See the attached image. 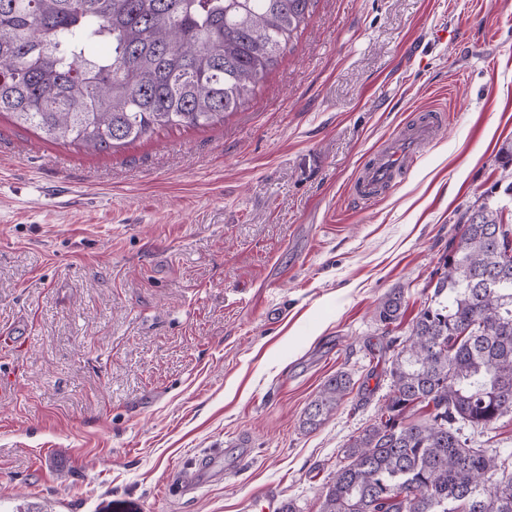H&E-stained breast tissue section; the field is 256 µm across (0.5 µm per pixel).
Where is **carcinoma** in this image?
<instances>
[{
  "instance_id": "carcinoma-1",
  "label": "carcinoma",
  "mask_w": 512,
  "mask_h": 512,
  "mask_svg": "<svg viewBox=\"0 0 512 512\" xmlns=\"http://www.w3.org/2000/svg\"><path fill=\"white\" fill-rule=\"evenodd\" d=\"M314 0H0V115L47 141L111 152L224 122L291 50ZM93 43L106 55L91 56ZM430 302L394 339L390 393L336 463L320 512H512V455L474 448L512 413V224L487 202L448 241ZM403 295L378 306L384 329ZM327 378L314 431L347 395ZM421 404L426 415L410 420Z\"/></svg>"
}]
</instances>
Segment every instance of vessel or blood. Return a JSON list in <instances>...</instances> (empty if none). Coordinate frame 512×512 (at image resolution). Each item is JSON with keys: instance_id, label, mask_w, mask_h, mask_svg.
<instances>
[{"instance_id": "vessel-or-blood-1", "label": "vessel or blood", "mask_w": 512, "mask_h": 512, "mask_svg": "<svg viewBox=\"0 0 512 512\" xmlns=\"http://www.w3.org/2000/svg\"><path fill=\"white\" fill-rule=\"evenodd\" d=\"M445 124L444 113L433 111L422 122L413 124L410 132L388 143L355 178L354 195L368 204L394 187L406 163L413 161L421 147L433 139Z\"/></svg>"}]
</instances>
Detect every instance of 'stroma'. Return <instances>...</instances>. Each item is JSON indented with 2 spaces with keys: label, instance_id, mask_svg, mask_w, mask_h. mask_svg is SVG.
<instances>
[{
  "label": "stroma",
  "instance_id": "stroma-1",
  "mask_svg": "<svg viewBox=\"0 0 512 512\" xmlns=\"http://www.w3.org/2000/svg\"><path fill=\"white\" fill-rule=\"evenodd\" d=\"M433 109L446 128L357 204L361 166ZM510 143L512 0H316L223 123L113 153L0 117V512H319L462 213L512 224ZM403 305V295L400 291H392L378 306L376 311L377 320L383 327H390L391 324L396 323L400 316ZM350 385L351 380L345 372H336L327 378L316 397L305 408L302 427L309 431L319 428L336 412Z\"/></svg>",
  "mask_w": 512,
  "mask_h": 512
}]
</instances>
